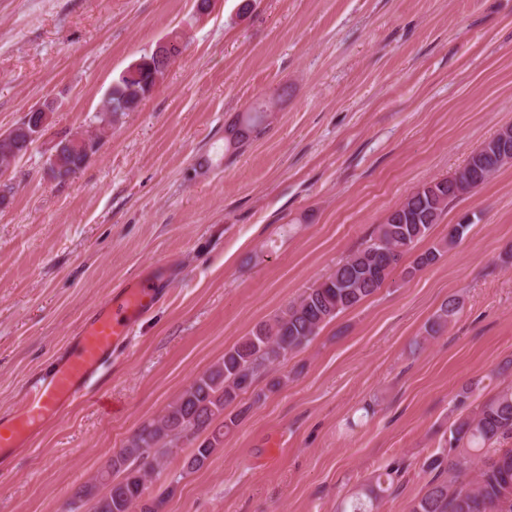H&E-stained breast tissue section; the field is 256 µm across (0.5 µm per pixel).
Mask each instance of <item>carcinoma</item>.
Wrapping results in <instances>:
<instances>
[{
    "label": "carcinoma",
    "instance_id": "cac0c4a2",
    "mask_svg": "<svg viewBox=\"0 0 512 512\" xmlns=\"http://www.w3.org/2000/svg\"><path fill=\"white\" fill-rule=\"evenodd\" d=\"M157 69L156 62L145 53L127 66L113 80L95 120L110 125L133 111L156 85L153 73ZM265 115L261 107L239 114L228 144L239 145L261 131ZM16 127L11 152L5 153V143H0V170L20 159L18 153L29 150L32 118L25 116ZM470 159L471 168L463 166L408 195L329 274L225 350L222 360L194 378L161 417L138 428L112 454L106 462L112 470L111 485L103 483L98 473L77 489L75 499L93 502L89 512H158L165 496L145 498L147 483L165 470L173 450L185 444L192 446L184 465L191 472L203 468L223 444L224 430L236 425L242 416L239 412L226 420L224 410L251 389L260 374L283 365L289 356L307 347L326 324L378 291L396 269L399 257L415 255L405 268L410 276L436 264L460 241L450 236L414 254L417 244L439 223L448 203L472 193L506 165L488 140ZM83 162V156L62 151L57 165L49 171L56 181L64 182ZM459 311L454 298L442 304L428 333H439ZM449 432V452L429 462L434 475L410 512H512V463L501 466L497 457L487 456L490 447L512 440V387L480 402L470 414L458 418ZM480 451L486 456L474 470L473 458ZM399 471L398 467L390 468L361 484L342 512H378ZM470 471L474 472L471 477Z\"/></svg>",
    "mask_w": 512,
    "mask_h": 512
}]
</instances>
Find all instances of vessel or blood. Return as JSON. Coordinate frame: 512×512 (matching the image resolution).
<instances>
[{"mask_svg": "<svg viewBox=\"0 0 512 512\" xmlns=\"http://www.w3.org/2000/svg\"><path fill=\"white\" fill-rule=\"evenodd\" d=\"M157 302L151 289L137 284L124 288L119 302H99L46 374L29 383L16 410L0 417V456L23 447L84 398L111 365L113 353L128 340L139 318Z\"/></svg>", "mask_w": 512, "mask_h": 512, "instance_id": "1", "label": "vessel or blood"}]
</instances>
